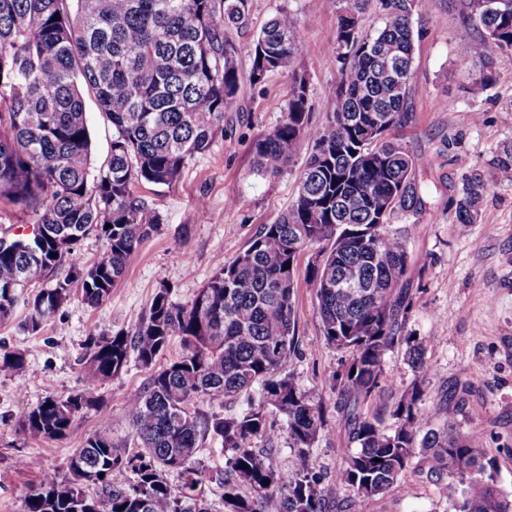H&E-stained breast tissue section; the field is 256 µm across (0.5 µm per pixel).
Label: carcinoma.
Masks as SVG:
<instances>
[{"label":"carcinoma","instance_id":"obj_1","mask_svg":"<svg viewBox=\"0 0 512 512\" xmlns=\"http://www.w3.org/2000/svg\"><path fill=\"white\" fill-rule=\"evenodd\" d=\"M365 0H336L339 84L325 92V121L310 131L307 84L294 76L278 125L254 144L258 173H276L306 138L314 141L300 174L296 200L264 224L247 248L224 264L188 306L155 293L149 315L133 335L89 333L85 386L65 398L47 397L22 413L20 430L35 438L66 434L96 401L94 388L118 375L130 351L150 367L171 337L184 352L132 394L126 414L137 440L130 454L107 430L89 436L68 472L48 473L26 498V512H208L206 471L198 448H224V512H348L355 499L404 488L412 465L428 482L449 490L452 512H512L494 460L462 428L468 385L424 405L421 382L430 365L426 344L403 335L412 303L405 229H390L397 211L422 205L416 161L391 138L410 120L407 99L414 50L413 0H384L383 25L373 34L355 17ZM465 18L481 39L457 49L459 64L483 69L468 92L490 89L497 65L512 62V0L482 11L463 0ZM250 26L247 0H0V203L18 207L33 225L28 239L0 237V321L18 291L43 273L69 265L73 276L29 299L25 330L37 333L70 299L73 285L90 306L106 301L129 257L160 216L138 195L143 183L171 187L188 163L224 136V113L237 102L240 77L230 30ZM302 52L290 13L283 10L255 36L249 79L264 82ZM393 55L391 73L384 54ZM94 93L112 125L111 154L94 170L84 91ZM480 187L457 202L469 224ZM111 228H106V225ZM93 234L103 248L88 265L78 243ZM323 245L307 275L316 288L326 345L351 353L332 375L345 401L344 428L354 447L331 477L353 497L337 502L323 487L311 450L326 430L323 406L287 372L298 337L293 308L301 253ZM406 345L421 381L400 397L385 429L362 412L384 379L386 354ZM25 357L0 353V372L19 373ZM204 397L240 410L202 414ZM284 419L295 462L273 465L278 434L267 411ZM262 437L266 448L252 447ZM176 472L172 485L166 474Z\"/></svg>","mask_w":512,"mask_h":512}]
</instances>
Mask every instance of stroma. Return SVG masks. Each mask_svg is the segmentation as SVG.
<instances>
[{
    "label": "stroma",
    "instance_id": "1",
    "mask_svg": "<svg viewBox=\"0 0 512 512\" xmlns=\"http://www.w3.org/2000/svg\"><path fill=\"white\" fill-rule=\"evenodd\" d=\"M460 7L461 0H422L413 8L411 118L394 135L417 163L423 204L392 224L410 229L413 306L406 330L435 339L426 354L431 366L426 394L470 382L463 427L479 438L486 457L495 459L498 484L512 494V455L506 452L512 446V182L503 179L500 164L512 154V63L499 68L492 88L468 93L475 72L458 65L456 50L478 40L481 31L464 20ZM249 9L250 27L228 33L242 83L236 105L224 114V135L189 163L176 187L139 186L160 222L130 256L110 298L92 307L80 290H73L56 318L35 334L21 328L28 314L25 301L0 322V353L16 351L26 358L21 373L0 372V512H25V497L43 475L65 473L75 450L98 431L110 429L118 447L136 452L126 419L128 397L146 386L153 371L183 353L180 337H172L152 368L129 356L122 372L99 386L95 407L83 411L65 436L31 438L20 430L18 417L46 397L81 389L90 331L133 333L163 283L175 303L191 304L213 274L245 249L261 225L274 223L297 195L307 151L281 172L262 175L253 167V145L281 120L297 73L307 80L311 129L323 124L324 93L339 80L336 0H249ZM282 9L294 17L304 51L290 68L250 85L249 47L260 27ZM85 111L92 160L99 167L110 154L112 127L94 96H86ZM477 180L483 185L478 214L472 223H459L456 204ZM308 260L305 254L298 260L293 298L298 350L288 371L325 409L328 431L317 440L312 457L330 476L343 467L349 445L332 384L333 372L349 354L322 339ZM416 378L404 348H395L385 358L384 387L364 412L392 426L390 412ZM23 458L37 459L38 468L20 467ZM405 484L406 492L356 502L351 512H448L444 486L427 483L412 470Z\"/></svg>",
    "mask_w": 512,
    "mask_h": 512
}]
</instances>
